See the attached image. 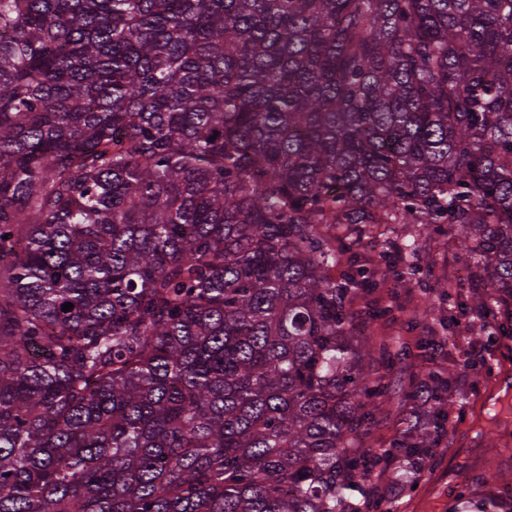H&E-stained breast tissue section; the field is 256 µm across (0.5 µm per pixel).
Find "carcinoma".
I'll use <instances>...</instances> for the list:
<instances>
[{
    "instance_id": "1",
    "label": "carcinoma",
    "mask_w": 512,
    "mask_h": 512,
    "mask_svg": "<svg viewBox=\"0 0 512 512\" xmlns=\"http://www.w3.org/2000/svg\"><path fill=\"white\" fill-rule=\"evenodd\" d=\"M385 224L512 336V0H0V512H370Z\"/></svg>"
}]
</instances>
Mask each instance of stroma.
Here are the masks:
<instances>
[{"label":"stroma","mask_w":512,"mask_h":512,"mask_svg":"<svg viewBox=\"0 0 512 512\" xmlns=\"http://www.w3.org/2000/svg\"><path fill=\"white\" fill-rule=\"evenodd\" d=\"M398 238L417 240V263L426 275L424 284H410L388 298L385 289L374 293L380 305L397 301L399 310L379 318L377 335L397 347L412 349L396 376L387 377L388 389L381 397L383 413L378 425L366 437V445L389 447L402 431L401 421L416 400L408 374L456 368L463 361L454 339L466 337L473 345L485 348L479 376L469 377L466 391L456 393L455 412L436 457L427 462L416 478L403 477L400 469L390 468L386 483L398 484L396 493L376 491V512H468L476 503H492L500 512H512V400L496 395L499 379L512 374V336H493L480 330L471 317L462 315L460 304H472L467 288L470 274L461 240L436 234L429 224H397ZM453 281L458 295L449 304L442 284ZM428 307V325L410 323L409 310ZM439 337L444 341L441 359L431 362L417 356L420 340Z\"/></svg>","instance_id":"stroma-1"}]
</instances>
